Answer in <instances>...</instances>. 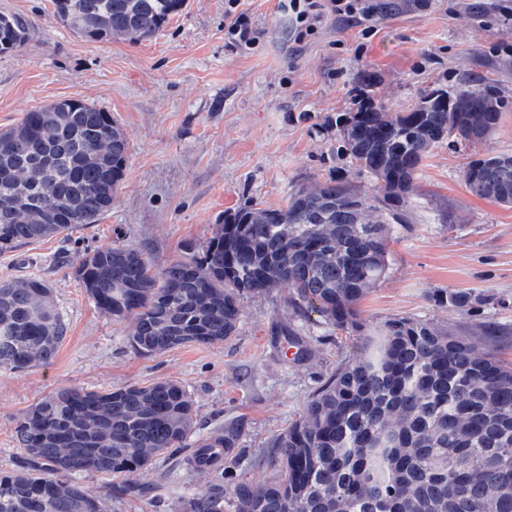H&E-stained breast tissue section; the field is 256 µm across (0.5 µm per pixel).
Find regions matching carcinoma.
Returning <instances> with one entry per match:
<instances>
[{
  "label": "carcinoma",
  "instance_id": "1",
  "mask_svg": "<svg viewBox=\"0 0 512 512\" xmlns=\"http://www.w3.org/2000/svg\"><path fill=\"white\" fill-rule=\"evenodd\" d=\"M186 0H52L54 15L93 42L157 34ZM0 53L24 43L30 22L7 15ZM512 102L489 84L435 87L408 112L368 92L338 112L336 157L377 180L370 196L346 178L297 189L283 208L250 202L224 214L202 253L156 271L140 251L104 245L75 275L105 313L133 316L140 355L224 342L248 294L288 287L330 328L355 337L349 355L309 395L270 444L262 483L230 469L195 494L188 512H512V365L480 354L446 326L413 316L366 328L358 305L385 277L396 226L408 224L409 191L435 148L491 135ZM128 141L112 116L77 99L28 110L0 131V253L77 225L112 207ZM472 194L512 206V154L470 156ZM440 306L470 312L492 298L440 291ZM67 334L48 281L0 280V370L48 363ZM294 359L308 355L291 328ZM196 424L192 395L172 380L107 391H55L15 419L24 450L0 474V512H100L103 489L81 473L125 474L184 448ZM241 431L199 448L237 449Z\"/></svg>",
  "mask_w": 512,
  "mask_h": 512
}]
</instances>
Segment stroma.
<instances>
[{
    "label": "stroma",
    "mask_w": 512,
    "mask_h": 512,
    "mask_svg": "<svg viewBox=\"0 0 512 512\" xmlns=\"http://www.w3.org/2000/svg\"><path fill=\"white\" fill-rule=\"evenodd\" d=\"M224 3L186 0L149 40L93 43L56 20L51 0H0V14L31 23L24 44L0 55V131L30 109L78 99L109 112L128 140L123 178L98 223L0 253V279L44 278L68 323L50 363L0 371V471L16 469L23 455L16 416L49 393L169 379L196 403V439L239 424L252 460L237 473L264 481L270 470L259 458L348 355L345 336L317 317H297V297L279 288L245 297L224 343L140 356L127 344L134 319L105 314L76 280L83 254L125 245L159 269L200 249L225 212L245 202L282 207L296 188L341 176L376 194L375 181L337 159L336 133L323 125L326 116L356 111L354 92L364 82L394 112L463 78L491 79L512 100V22L500 14L512 0H377L375 35L331 18L302 45L291 40L279 0H240L263 38L236 49L224 34ZM503 152L512 153V109L484 141L432 150L409 193V223L390 245L388 274L358 306L364 323L421 317L512 364V207L471 194L462 180L469 155ZM441 290L496 302L470 316L437 305L432 296ZM485 324L498 335H484ZM288 326L310 351L303 361L285 354L279 331ZM191 455L185 448L136 472L129 480L141 487L137 496L118 493L129 481L122 476L78 480L115 487L102 497V512H184L214 477L193 467Z\"/></svg>",
    "instance_id": "1"
}]
</instances>
